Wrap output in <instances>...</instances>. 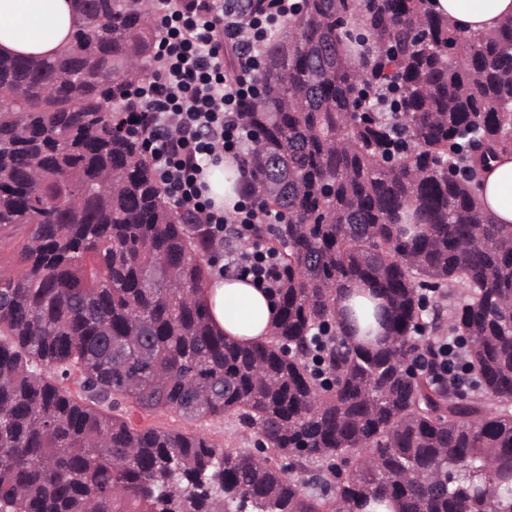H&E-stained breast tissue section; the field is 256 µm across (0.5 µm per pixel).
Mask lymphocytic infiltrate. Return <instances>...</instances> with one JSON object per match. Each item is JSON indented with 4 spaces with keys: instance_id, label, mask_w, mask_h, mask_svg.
Instances as JSON below:
<instances>
[{
    "instance_id": "obj_1",
    "label": "lymphocytic infiltrate",
    "mask_w": 512,
    "mask_h": 512,
    "mask_svg": "<svg viewBox=\"0 0 512 512\" xmlns=\"http://www.w3.org/2000/svg\"><path fill=\"white\" fill-rule=\"evenodd\" d=\"M235 4L159 0L158 67L149 80L132 87L128 119L136 125L146 113L156 125L175 129V136H155L149 142L158 182L177 206L242 235L257 224L279 223L280 217L260 208L248 179L234 216L211 209L203 196L205 167L238 155L252 138L239 120V103L256 91L260 47L271 25L267 19L239 16ZM228 48L236 52L230 67L224 64ZM224 269L252 277L269 290L276 286L272 257L260 249L229 254Z\"/></svg>"
}]
</instances>
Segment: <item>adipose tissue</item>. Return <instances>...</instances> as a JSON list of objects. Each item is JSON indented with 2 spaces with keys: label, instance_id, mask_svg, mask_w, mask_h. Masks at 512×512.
<instances>
[{
  "label": "adipose tissue",
  "instance_id": "obj_1",
  "mask_svg": "<svg viewBox=\"0 0 512 512\" xmlns=\"http://www.w3.org/2000/svg\"><path fill=\"white\" fill-rule=\"evenodd\" d=\"M428 10L447 17L464 35L486 33L512 18V0H428ZM73 0H0V53L50 56L70 48ZM484 209L497 223L512 224V155H501L485 175ZM214 327L239 341L269 336L278 307L248 278L213 276L203 294Z\"/></svg>",
  "mask_w": 512,
  "mask_h": 512
}]
</instances>
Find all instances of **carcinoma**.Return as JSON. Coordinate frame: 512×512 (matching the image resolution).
<instances>
[{"label": "carcinoma", "mask_w": 512, "mask_h": 512, "mask_svg": "<svg viewBox=\"0 0 512 512\" xmlns=\"http://www.w3.org/2000/svg\"><path fill=\"white\" fill-rule=\"evenodd\" d=\"M75 2L81 49L0 54V234L30 228L0 270V512H512V224L480 201L512 153V19L464 37L426 0H299L269 29L239 120L282 215L253 228L278 316L239 342L200 298L233 237L121 131L149 0ZM354 285L374 343L339 319ZM129 411L231 416L263 458Z\"/></svg>", "instance_id": "cac0c4a2"}]
</instances>
